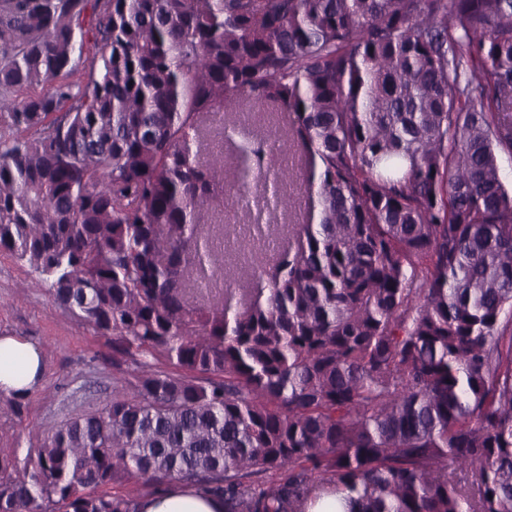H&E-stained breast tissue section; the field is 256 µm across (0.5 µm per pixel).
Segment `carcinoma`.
<instances>
[{
  "mask_svg": "<svg viewBox=\"0 0 512 512\" xmlns=\"http://www.w3.org/2000/svg\"><path fill=\"white\" fill-rule=\"evenodd\" d=\"M251 103L287 118L306 200L232 314L200 288L224 151L191 141ZM510 109L512 0H0V253L116 372L0 454V512L177 483L224 512H512ZM275 147L240 152L290 209Z\"/></svg>",
  "mask_w": 512,
  "mask_h": 512,
  "instance_id": "obj_1",
  "label": "carcinoma"
}]
</instances>
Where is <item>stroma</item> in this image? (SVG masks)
<instances>
[{
	"instance_id": "stroma-1",
	"label": "stroma",
	"mask_w": 512,
	"mask_h": 512,
	"mask_svg": "<svg viewBox=\"0 0 512 512\" xmlns=\"http://www.w3.org/2000/svg\"><path fill=\"white\" fill-rule=\"evenodd\" d=\"M271 107L257 104L222 118L205 119L208 129L229 123L241 130L235 142L210 138L201 147L209 153L223 145L227 162L224 207L210 212L209 221L225 226L222 248L226 266L217 273V285L230 289L232 306L248 298L252 282L241 277L242 267L273 258L288 240V226L295 217L283 210L251 208L264 195V183L248 177L249 204L238 202L233 176L245 166L239 147L246 142L268 140L275 124L267 117ZM36 273L29 265L0 253V336H18L37 344L44 359L41 384L25 397L0 393V448L25 457L28 449L42 445L47 424L83 414L112 398V339L82 324L68 309L54 304L45 288L36 287Z\"/></svg>"
}]
</instances>
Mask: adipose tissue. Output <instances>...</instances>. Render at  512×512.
<instances>
[{
  "label": "adipose tissue",
  "mask_w": 512,
  "mask_h": 512,
  "mask_svg": "<svg viewBox=\"0 0 512 512\" xmlns=\"http://www.w3.org/2000/svg\"><path fill=\"white\" fill-rule=\"evenodd\" d=\"M41 349L16 336H0V393L20 395L43 378ZM143 512H224L222 498L176 484L149 497Z\"/></svg>",
  "instance_id": "1"
}]
</instances>
